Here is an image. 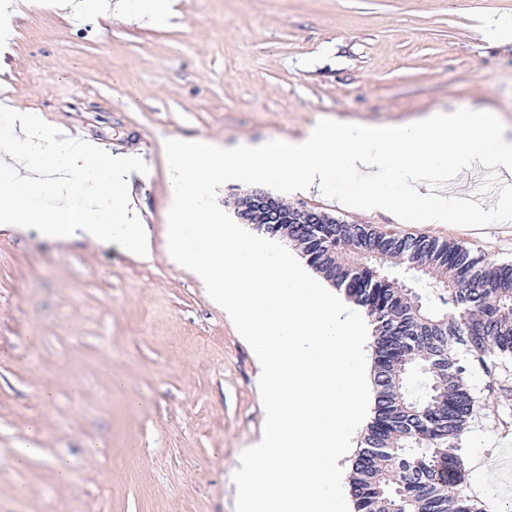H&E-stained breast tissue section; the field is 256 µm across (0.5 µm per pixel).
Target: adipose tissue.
I'll use <instances>...</instances> for the list:
<instances>
[{
    "label": "adipose tissue",
    "instance_id": "obj_1",
    "mask_svg": "<svg viewBox=\"0 0 512 512\" xmlns=\"http://www.w3.org/2000/svg\"><path fill=\"white\" fill-rule=\"evenodd\" d=\"M124 20L159 24L176 16L177 0H120ZM18 142L0 154L25 172L29 190L51 188L58 201L35 208L24 195L0 190V226H32L52 239L80 236L130 255H147L150 236L142 224L130 186L144 163L133 152L112 153L69 137L42 113L14 108L10 114Z\"/></svg>",
    "mask_w": 512,
    "mask_h": 512
}]
</instances>
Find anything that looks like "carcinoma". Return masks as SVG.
Wrapping results in <instances>:
<instances>
[{
    "mask_svg": "<svg viewBox=\"0 0 512 512\" xmlns=\"http://www.w3.org/2000/svg\"><path fill=\"white\" fill-rule=\"evenodd\" d=\"M236 206L256 231L295 243L373 326L372 416L346 476L354 512H482L465 493V462L451 448L479 407L468 368L512 358V263L488 264L463 243L327 214L302 224L288 207L269 224L246 196ZM392 264L418 273L428 293L389 276ZM432 296L443 307L431 306ZM418 370L427 378L421 393L410 388Z\"/></svg>",
    "mask_w": 512,
    "mask_h": 512,
    "instance_id": "1",
    "label": "carcinoma"
}]
</instances>
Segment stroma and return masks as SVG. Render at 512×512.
<instances>
[{"label": "stroma", "instance_id": "stroma-1", "mask_svg": "<svg viewBox=\"0 0 512 512\" xmlns=\"http://www.w3.org/2000/svg\"><path fill=\"white\" fill-rule=\"evenodd\" d=\"M55 2L12 0L0 147L17 139L13 105L140 153L149 177L134 194L152 250L0 230V512H234L232 475L263 423L256 368L232 321L165 252L162 142L232 147L295 138L323 118L389 123L477 107L512 132V40L480 31L482 19L512 17V0H181L161 27L68 17ZM281 201L512 262L506 223H410L314 192ZM468 380L481 410L458 443L466 456L512 438V360ZM22 442L38 455L20 466Z\"/></svg>", "mask_w": 512, "mask_h": 512}]
</instances>
